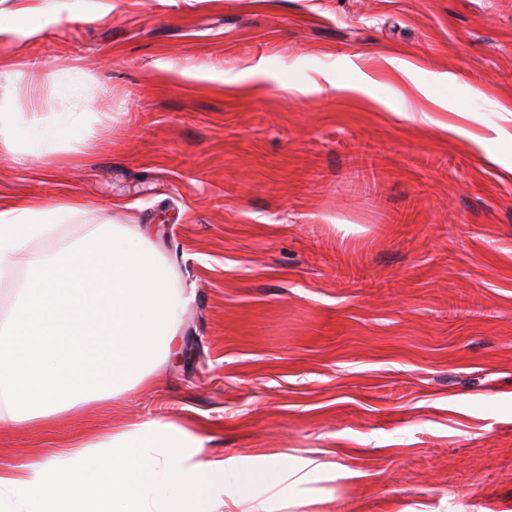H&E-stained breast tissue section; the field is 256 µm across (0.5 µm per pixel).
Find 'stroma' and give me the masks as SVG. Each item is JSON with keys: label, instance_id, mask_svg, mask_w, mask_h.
Here are the masks:
<instances>
[{"label": "stroma", "instance_id": "1", "mask_svg": "<svg viewBox=\"0 0 512 512\" xmlns=\"http://www.w3.org/2000/svg\"><path fill=\"white\" fill-rule=\"evenodd\" d=\"M0 8L39 20L0 113L86 97L85 143L0 145V200L145 225L194 294L179 364L0 420V468L158 413L328 463L309 512H512V0Z\"/></svg>", "mask_w": 512, "mask_h": 512}]
</instances>
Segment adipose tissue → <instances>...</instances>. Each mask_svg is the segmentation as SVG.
<instances>
[{
    "label": "adipose tissue",
    "mask_w": 512,
    "mask_h": 512,
    "mask_svg": "<svg viewBox=\"0 0 512 512\" xmlns=\"http://www.w3.org/2000/svg\"><path fill=\"white\" fill-rule=\"evenodd\" d=\"M8 143L41 157L82 137L77 112L7 121ZM77 196L0 205V419H45L118 398L172 363L189 297L147 229L104 222L63 234ZM207 438L173 421L113 424L89 441L0 469V512H299L326 466L309 456L205 461Z\"/></svg>",
    "instance_id": "obj_1"
}]
</instances>
